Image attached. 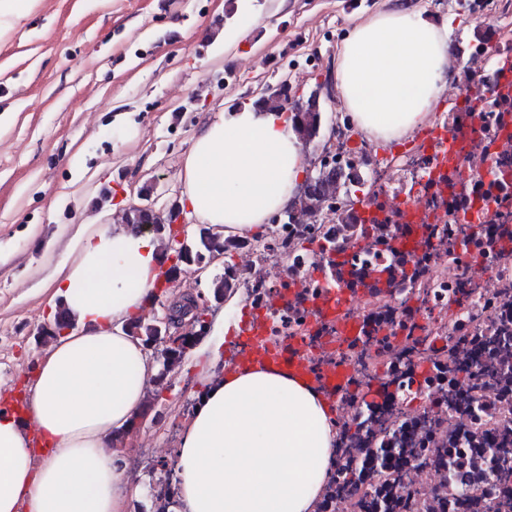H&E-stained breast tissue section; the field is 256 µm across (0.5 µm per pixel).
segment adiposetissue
<instances>
[{
	"label": "adipose tissue",
	"instance_id": "1",
	"mask_svg": "<svg viewBox=\"0 0 512 512\" xmlns=\"http://www.w3.org/2000/svg\"><path fill=\"white\" fill-rule=\"evenodd\" d=\"M448 25L401 8L354 26L336 88L365 138L389 144L428 116L448 68ZM309 156L291 113L230 106L185 158L182 204L227 236H261L297 193ZM78 258L50 282L73 327L41 358L27 409L48 450L35 457L20 420L0 408V512H124L113 432L138 413L156 365L127 327L162 284L153 234L88 224ZM207 387L181 435L179 512H311L335 464L336 413L287 370L226 369L220 344L200 350Z\"/></svg>",
	"mask_w": 512,
	"mask_h": 512
}]
</instances>
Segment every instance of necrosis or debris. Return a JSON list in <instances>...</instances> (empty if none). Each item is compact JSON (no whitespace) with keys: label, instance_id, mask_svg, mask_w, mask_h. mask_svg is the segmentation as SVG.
<instances>
[{"label":"necrosis or debris","instance_id":"4bbe7bcc","mask_svg":"<svg viewBox=\"0 0 512 512\" xmlns=\"http://www.w3.org/2000/svg\"><path fill=\"white\" fill-rule=\"evenodd\" d=\"M475 81L486 90L483 120L462 107L437 113L439 138L386 164L368 151L356 156L339 149L326 157L337 176L368 178L376 187L350 223L318 216L341 250L342 263L328 276L313 277L320 258L300 247L298 237H290L284 249L272 243L251 250L243 282L248 302L263 315L268 344L299 338L314 367L334 363L337 352L350 345L328 347V337L338 330L315 322L313 306L341 290L353 298L346 313L361 339L394 341L421 326L432 336L459 338L460 355L468 358L479 351L473 337L498 324L512 334V260L503 261L495 247L512 234V79L505 68L486 63ZM463 224L478 231L467 251L452 250ZM288 287L295 288L294 297L277 305V294ZM429 375L424 385L401 376L400 389L381 401L404 411L397 433L403 444L425 433L432 440L425 468L415 467L410 456L387 455L394 478L385 493L401 505L416 491V512H448L462 494L472 502L469 512H490L499 494L485 475L495 465L501 430L512 429V384L487 383L474 390V406L452 414L438 407L431 427L421 404L449 385L461 392L470 388L464 376L450 377L443 361Z\"/></svg>","mask_w":512,"mask_h":512}]
</instances>
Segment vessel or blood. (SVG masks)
Listing matches in <instances>:
<instances>
[{
	"instance_id": "obj_1",
	"label": "vessel or blood",
	"mask_w": 512,
	"mask_h": 512,
	"mask_svg": "<svg viewBox=\"0 0 512 512\" xmlns=\"http://www.w3.org/2000/svg\"><path fill=\"white\" fill-rule=\"evenodd\" d=\"M349 303L344 293H335L321 301L316 314L317 319L335 322L339 337L343 340L353 339L357 332L354 322L344 320L343 312ZM264 325L254 321L239 340L237 348L227 350L224 361L230 366H265L282 367L289 374L297 376L317 387L329 399L345 392L351 382V373L346 366L331 364L321 370H313L308 359L302 353V342L298 339L288 340L280 348L266 347L263 340Z\"/></svg>"
}]
</instances>
